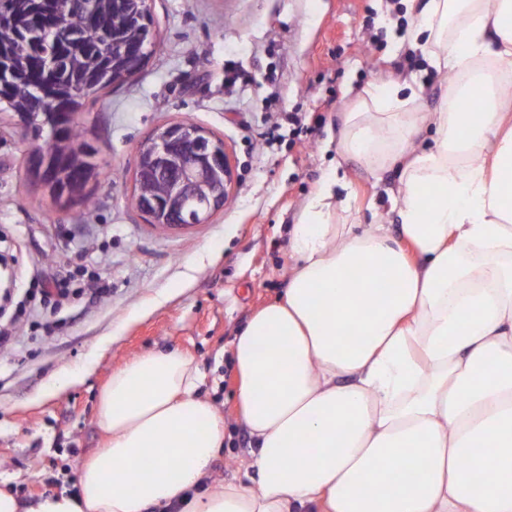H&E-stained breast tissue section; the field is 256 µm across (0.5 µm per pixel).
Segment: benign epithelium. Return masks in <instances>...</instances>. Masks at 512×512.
<instances>
[{
  "label": "benign epithelium",
  "mask_w": 512,
  "mask_h": 512,
  "mask_svg": "<svg viewBox=\"0 0 512 512\" xmlns=\"http://www.w3.org/2000/svg\"><path fill=\"white\" fill-rule=\"evenodd\" d=\"M149 2L124 0L122 10L130 29L148 20ZM44 5V0L21 2L22 11L11 20L17 41L24 43L40 36L31 31L28 18ZM151 53L152 49L148 48L137 58L127 55L116 58L112 67L95 73L93 81L107 86L122 83L140 70ZM22 79L23 67L16 60L12 46L0 43V87L15 85ZM20 119L36 136L45 135L54 144L48 152L36 147L28 156L29 166L49 191L61 196L81 193L86 181L63 185L60 179L67 168L86 160L82 145L57 134L60 124L54 114L23 112ZM134 178L136 205L151 223L207 224L230 197L233 169L224 142L203 127L186 121L159 127L140 144ZM156 181L166 185V192L160 196L152 190Z\"/></svg>",
  "instance_id": "1"
}]
</instances>
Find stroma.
I'll list each match as a JSON object with an SVG mask.
<instances>
[{"instance_id":"obj_1","label":"stroma","mask_w":512,"mask_h":512,"mask_svg":"<svg viewBox=\"0 0 512 512\" xmlns=\"http://www.w3.org/2000/svg\"><path fill=\"white\" fill-rule=\"evenodd\" d=\"M159 47L122 85L77 115L97 151L89 203L64 208L33 175L35 146L18 115L0 110V252L14 253L13 303L0 324V489L32 501L77 482L78 464L106 444L97 398L112 371L152 351L198 366L199 395L224 417L217 480L232 481L252 440L237 406L232 347L253 315L281 299L293 264L291 230L334 168L353 195L340 224L379 219L398 235L382 176L330 147L373 87L417 76L415 104L436 108L445 79L396 45L412 22L402 0H152ZM298 113L302 133L288 124ZM192 121L221 139L235 181L208 224L153 230L134 202L137 148L157 126ZM87 266L107 285L61 308H30L38 267ZM82 374L81 382L61 379Z\"/></svg>"}]
</instances>
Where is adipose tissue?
<instances>
[{
	"instance_id": "adipose-tissue-1",
	"label": "adipose tissue",
	"mask_w": 512,
	"mask_h": 512,
	"mask_svg": "<svg viewBox=\"0 0 512 512\" xmlns=\"http://www.w3.org/2000/svg\"><path fill=\"white\" fill-rule=\"evenodd\" d=\"M512 0H427L410 48L476 112L409 108L406 79L352 113L337 153L397 166L386 225L337 226L326 178L291 232L283 299L233 343L237 399L253 441L237 480L210 484L224 418L179 353L113 371L96 425L107 445L75 490L0 512H512ZM432 132L423 150L421 129ZM386 292H379L378 283ZM489 449L491 479L466 465ZM414 477L403 489L392 467Z\"/></svg>"
}]
</instances>
